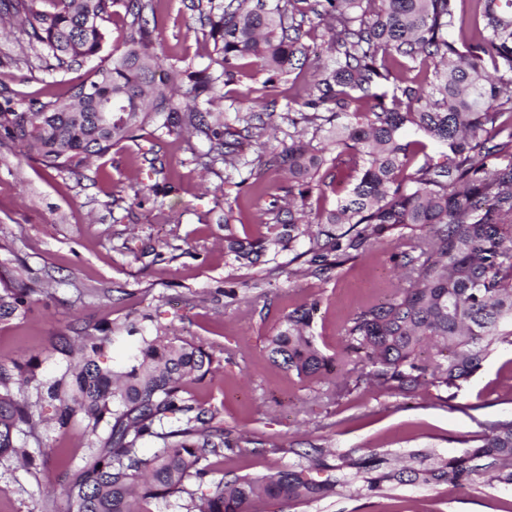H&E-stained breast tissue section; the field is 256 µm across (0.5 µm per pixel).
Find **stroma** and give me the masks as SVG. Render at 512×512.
Instances as JSON below:
<instances>
[{
	"label": "stroma",
	"mask_w": 512,
	"mask_h": 512,
	"mask_svg": "<svg viewBox=\"0 0 512 512\" xmlns=\"http://www.w3.org/2000/svg\"><path fill=\"white\" fill-rule=\"evenodd\" d=\"M150 23L163 49V66L185 72L178 100L188 103L189 72L214 58V42L193 0H156ZM326 21L308 15L301 41L307 58L267 81L243 61L226 83L213 113L270 111L279 144H288V112L300 110L318 66L330 63ZM12 18L0 22V94L22 109L33 99L66 98L73 73L48 71L37 60ZM209 147L202 136L176 137L154 119L133 136L92 158L82 169L57 171L23 158L0 138V268L34 288L25 316L0 322V359L34 355L45 377L60 368L52 352L59 336H77L101 321H120L148 311L168 335L202 345L214 356L212 375L189 385L193 398L217 410L225 429L246 434L245 453L225 451L209 482L225 473L267 474L290 468L295 450L325 448L328 463L387 453L408 461L431 450L448 459L471 446L488 426L512 419V346L502 345L457 392L423 387L408 395L381 386L297 381L272 365L266 336L295 307L319 300L313 334L326 354L342 350V325L357 309L390 298L406 281L399 266L403 239L386 240L371 254L333 269L327 278L264 280L260 267L224 258V212L233 209L247 234L271 223V202L288 203V180L249 171L258 148L246 149L238 168L222 161L200 165ZM166 163L167 191L151 187L158 177L150 155ZM235 297H226L227 289ZM53 451L36 470L16 460L0 462V512H74L63 486L81 464L88 434H67L48 425L37 430ZM252 512H512V486L485 478L459 488L417 482L388 490L350 491L307 504L256 500Z\"/></svg>",
	"instance_id": "obj_1"
}]
</instances>
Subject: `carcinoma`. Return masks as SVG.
Returning <instances> with one entry per match:
<instances>
[{
    "label": "carcinoma",
    "mask_w": 512,
    "mask_h": 512,
    "mask_svg": "<svg viewBox=\"0 0 512 512\" xmlns=\"http://www.w3.org/2000/svg\"><path fill=\"white\" fill-rule=\"evenodd\" d=\"M465 0H284L265 9L252 0H198L200 18L210 26L221 68L188 74L192 105L176 102L181 73L160 75L161 53L143 0H7L4 10L39 45L47 70L78 73L69 99L33 100L18 112L9 99L0 104V131L20 154L47 167L73 171L107 152L153 117L166 115L167 133H199L210 142L205 157L226 166L240 162L244 142L265 135L262 112H238L234 124L212 126L209 106L221 85L234 78L241 62L252 59L272 81L288 74L298 57L301 23L311 12L328 20L332 63L318 71L308 90L306 112L288 116L324 145L293 134L291 143L271 151L269 167L288 170V218L273 207L274 223L255 238L240 237L224 212V256L241 265L277 262L307 241L306 272L321 278L355 261L395 233L411 231L410 249L399 254L408 285L385 304L359 308L343 324V357L326 355L312 334L319 303L289 311L266 338L268 360L308 382H323L344 358L363 357L356 384L374 382L399 394L432 385L456 393L501 345H512V130L503 117L512 112V0H475L480 23L466 26ZM131 17L125 49L100 56L102 27L112 8ZM496 76L485 74L484 60ZM425 64L415 87L400 72L404 61ZM91 67L81 72L83 64ZM112 97V123L98 110ZM370 103L357 121L343 120L352 105ZM412 125L443 151L424 156L409 177L400 178L414 152L402 130ZM355 158L357 176L345 187L321 173L325 153ZM343 195L316 224H301L293 212L313 192ZM288 276L295 275L290 270ZM35 289L0 270V321L24 315ZM98 336L74 346L60 336L53 351L62 361L47 380L36 357L0 362V461L16 458L30 469L37 460L21 435L42 423L61 434L76 422L90 435L89 453L65 493L75 512H150L149 503L181 496L186 482L204 480L207 461L224 449L246 451L243 440L224 435L217 415L188 397L190 383L211 372L213 354L153 323L149 313L104 322ZM122 360L103 365L115 346ZM51 414L43 415L44 408ZM161 450L145 458V443ZM292 469L215 483L201 503L185 512H249L257 498L304 504L341 494L357 483L380 490L385 483L451 482L464 488L490 473L512 485V419L493 424L477 444L458 456L437 459L413 454L418 467L394 471L385 454L330 466L304 452Z\"/></svg>",
    "instance_id": "cac0c4a2"
}]
</instances>
